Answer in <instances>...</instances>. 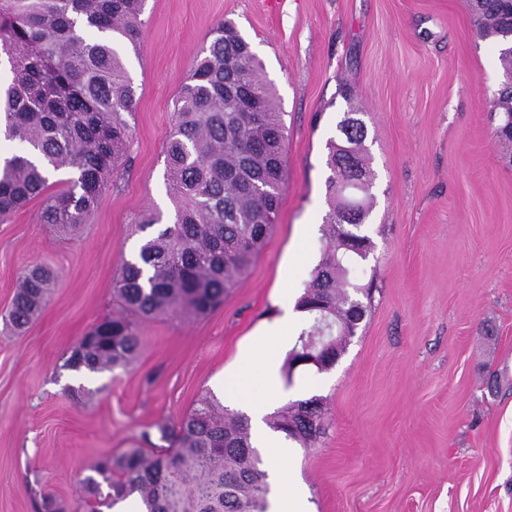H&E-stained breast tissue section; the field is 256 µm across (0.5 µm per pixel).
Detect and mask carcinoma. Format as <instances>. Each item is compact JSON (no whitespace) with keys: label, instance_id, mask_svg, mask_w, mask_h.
Segmentation results:
<instances>
[{"label":"carcinoma","instance_id":"obj_1","mask_svg":"<svg viewBox=\"0 0 512 512\" xmlns=\"http://www.w3.org/2000/svg\"><path fill=\"white\" fill-rule=\"evenodd\" d=\"M145 0H0V53L10 79L0 89V134L22 150L0 164V219L43 198L40 223L72 232L86 223L125 161L133 132V82L114 44L137 47ZM484 39L508 46L498 60L503 82L492 108L512 122V0H470ZM197 56L190 82L175 103L166 140V180L175 220L143 237L124 263L114 292L123 312L94 325L97 340L66 366L100 372L125 366L141 343L139 322L174 315L201 318L247 272L266 245L285 183L286 139L281 112L262 63L229 21L213 30ZM327 141L330 211L322 225L327 245L298 309L312 317L295 349L337 336L347 350L358 325L343 327L352 302L371 304L355 280L369 255L344 248L367 236L373 206L366 126L352 112ZM76 179L47 194L49 177ZM53 275L38 266L20 276L8 320L31 324L48 303ZM324 297L328 310L312 307ZM311 400L295 401L266 418L286 438L310 448L322 427L288 430ZM143 448L104 457L84 477L81 508L101 512L134 496L144 512H267L268 474L254 447L247 415L207 392L177 423L156 421L139 435ZM107 486L109 492L101 493Z\"/></svg>","mask_w":512,"mask_h":512}]
</instances>
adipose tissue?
Returning <instances> with one entry per match:
<instances>
[{
    "mask_svg": "<svg viewBox=\"0 0 512 512\" xmlns=\"http://www.w3.org/2000/svg\"><path fill=\"white\" fill-rule=\"evenodd\" d=\"M288 343V337L278 326L257 333L253 347L241 352L235 369L224 376L225 399L249 408L252 438L255 443L265 445L271 464L280 470L288 463L289 451L281 439L266 428L263 415L268 402L257 390L259 383L273 374L274 365L260 357L258 351L267 346L284 347Z\"/></svg>",
    "mask_w": 512,
    "mask_h": 512,
    "instance_id": "adipose-tissue-1",
    "label": "adipose tissue"
}]
</instances>
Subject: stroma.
Returning <instances> with one entry per match:
<instances>
[{"label": "stroma", "instance_id": "35a3bbf8", "mask_svg": "<svg viewBox=\"0 0 512 512\" xmlns=\"http://www.w3.org/2000/svg\"><path fill=\"white\" fill-rule=\"evenodd\" d=\"M139 49L121 53L136 90L133 142L87 224L39 221L40 200L0 219V512L69 504L96 459L134 447L147 424L178 421L255 332L299 297L324 247L326 142L344 112L367 127L375 244L357 271L373 302L328 371L262 390L272 407L322 398L325 432L290 446L284 478L311 512H512V149L491 102L498 46L468 0H146ZM261 61L286 128L288 177L276 223L246 275L204 318L141 322L126 368L66 361L94 324L120 314L113 282L147 211L171 223L165 140L194 60L221 21ZM57 277L24 331L6 321L17 279Z\"/></svg>", "mask_w": 512, "mask_h": 512}]
</instances>
